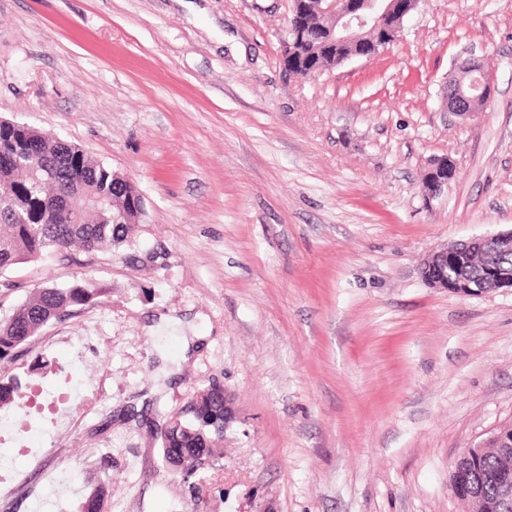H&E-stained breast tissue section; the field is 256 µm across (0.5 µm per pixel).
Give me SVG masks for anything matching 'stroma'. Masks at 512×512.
Returning <instances> with one entry per match:
<instances>
[{"label": "stroma", "mask_w": 512, "mask_h": 512, "mask_svg": "<svg viewBox=\"0 0 512 512\" xmlns=\"http://www.w3.org/2000/svg\"><path fill=\"white\" fill-rule=\"evenodd\" d=\"M0 0V117L79 145L144 199L132 241L0 273V317L84 275L110 297L44 327L78 375L41 452L0 430V512H472L464 448L512 424V291L420 276L433 250L512 227V0H421L374 58L281 64L287 0ZM495 92L445 104L461 52ZM455 177L426 196L431 160ZM220 383L238 418L206 493L157 427Z\"/></svg>", "instance_id": "1"}]
</instances>
